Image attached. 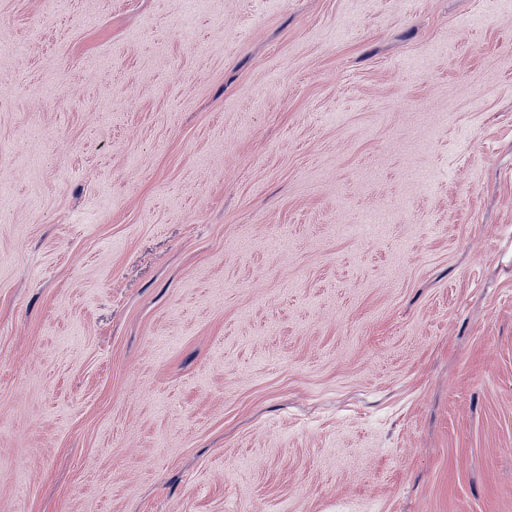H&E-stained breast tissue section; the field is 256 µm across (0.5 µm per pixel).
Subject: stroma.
<instances>
[{
	"instance_id": "stroma-1",
	"label": "stroma",
	"mask_w": 512,
	"mask_h": 512,
	"mask_svg": "<svg viewBox=\"0 0 512 512\" xmlns=\"http://www.w3.org/2000/svg\"><path fill=\"white\" fill-rule=\"evenodd\" d=\"M0 512H512V0H0Z\"/></svg>"
}]
</instances>
